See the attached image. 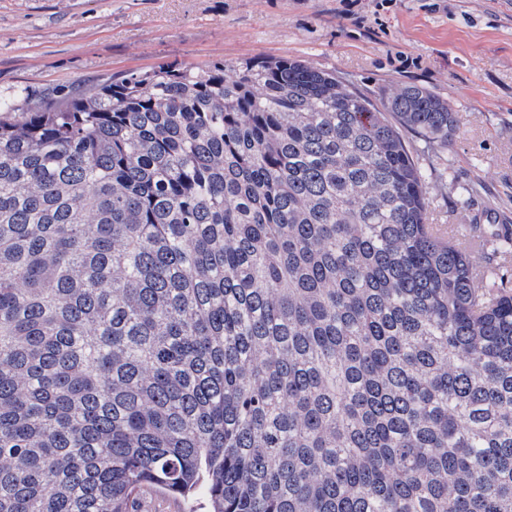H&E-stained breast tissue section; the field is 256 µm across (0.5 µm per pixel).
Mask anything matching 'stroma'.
I'll return each mask as SVG.
<instances>
[{
  "instance_id": "obj_1",
  "label": "stroma",
  "mask_w": 512,
  "mask_h": 512,
  "mask_svg": "<svg viewBox=\"0 0 512 512\" xmlns=\"http://www.w3.org/2000/svg\"><path fill=\"white\" fill-rule=\"evenodd\" d=\"M0 0V99L27 107L135 70L288 58L382 106L429 87L458 127L423 151L432 210L512 225V0Z\"/></svg>"
}]
</instances>
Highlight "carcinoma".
<instances>
[{
    "label": "carcinoma",
    "instance_id": "carcinoma-1",
    "mask_svg": "<svg viewBox=\"0 0 512 512\" xmlns=\"http://www.w3.org/2000/svg\"><path fill=\"white\" fill-rule=\"evenodd\" d=\"M448 102L288 58L0 102V512H512V234ZM134 509L137 512H204V509H198L182 500L172 497L154 494L145 491L136 499Z\"/></svg>",
    "mask_w": 512,
    "mask_h": 512
}]
</instances>
